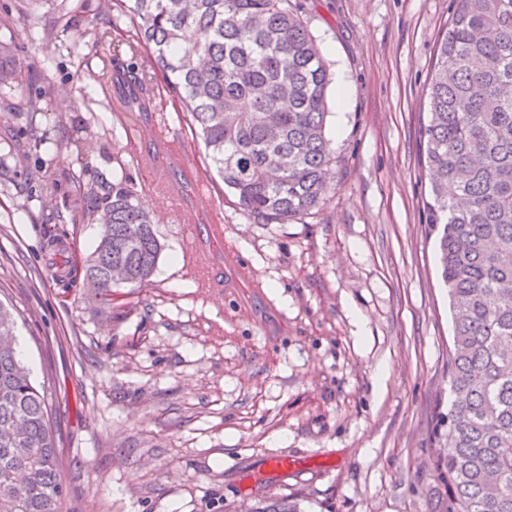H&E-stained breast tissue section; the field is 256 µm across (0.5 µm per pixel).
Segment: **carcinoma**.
I'll return each mask as SVG.
<instances>
[{"label": "carcinoma", "instance_id": "1", "mask_svg": "<svg viewBox=\"0 0 512 512\" xmlns=\"http://www.w3.org/2000/svg\"><path fill=\"white\" fill-rule=\"evenodd\" d=\"M292 0H112V28L137 35L190 114L194 134L256 224L318 210L331 190L326 139L332 74ZM421 126L433 177L425 223L437 234L452 347L444 420L454 448L446 512H512V0H451ZM131 101L146 107L137 77ZM101 232L74 276L140 288L161 254L155 221L123 175L90 190ZM52 398L21 359L0 302V512H62Z\"/></svg>", "mask_w": 512, "mask_h": 512}]
</instances>
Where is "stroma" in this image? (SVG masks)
Listing matches in <instances>:
<instances>
[{
    "label": "stroma",
    "mask_w": 512,
    "mask_h": 512,
    "mask_svg": "<svg viewBox=\"0 0 512 512\" xmlns=\"http://www.w3.org/2000/svg\"><path fill=\"white\" fill-rule=\"evenodd\" d=\"M303 2L347 88L326 123L335 189L317 212L256 224L164 95L132 22L113 31L103 0H0V68L18 77L0 89V301L15 308L22 358L52 392L63 512H243L276 499L297 512H445L437 464L451 448L438 428L451 331L422 221L419 129L450 0ZM116 70L161 103L139 110ZM35 97L41 109L28 111ZM174 138L198 172L164 154ZM145 160L165 185L146 189ZM124 175L155 214L162 251L148 286L115 289L106 306L61 265L98 239L77 186ZM170 182L198 225L224 220L231 264L212 278H233L237 261L250 282L180 288L193 278L182 261L190 229ZM52 213L60 239L50 244ZM280 454L307 464L269 469Z\"/></svg>",
    "instance_id": "stroma-1"
}]
</instances>
